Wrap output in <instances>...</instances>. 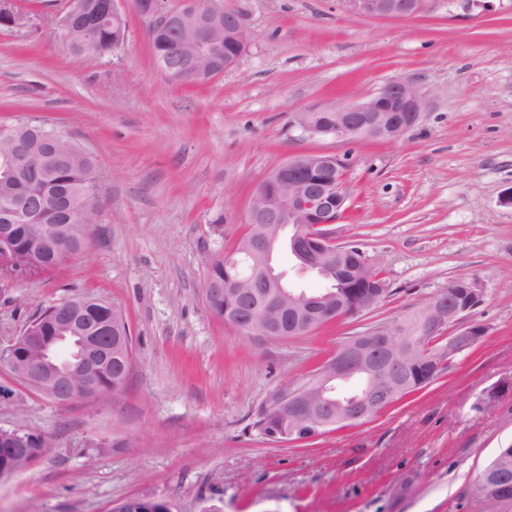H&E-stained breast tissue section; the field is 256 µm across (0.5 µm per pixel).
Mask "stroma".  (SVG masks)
Segmentation results:
<instances>
[{"mask_svg":"<svg viewBox=\"0 0 512 512\" xmlns=\"http://www.w3.org/2000/svg\"><path fill=\"white\" fill-rule=\"evenodd\" d=\"M32 28L0 29V121L27 115L75 138L103 190L86 248L56 271L0 278V345L35 312L88 292L119 305L133 336L123 390L57 404L16 386L0 428L45 446L0 480V512H110L140 496L172 512H484L476 480L512 442V0H431L411 19L363 17L346 0H224L251 32L239 66L186 86L156 65L131 0L110 58L70 55L54 0H18ZM428 100L396 142L308 137L297 113L359 102L386 82ZM348 164L336 238L360 246L389 292L313 334H246L215 317L204 256L246 231L255 187L302 153ZM477 279L488 333L425 389L372 421L274 443L252 423L338 342L404 318L460 277ZM512 393V379L499 381L485 389L475 403V410L480 413L495 410L502 398Z\"/></svg>","mask_w":512,"mask_h":512,"instance_id":"1","label":"stroma"}]
</instances>
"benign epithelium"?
I'll list each match as a JSON object with an SVG mask.
<instances>
[{
    "instance_id": "1",
    "label": "benign epithelium",
    "mask_w": 512,
    "mask_h": 512,
    "mask_svg": "<svg viewBox=\"0 0 512 512\" xmlns=\"http://www.w3.org/2000/svg\"><path fill=\"white\" fill-rule=\"evenodd\" d=\"M352 13L360 16H383L402 19L422 13L429 0H348ZM133 8L147 27H174L175 40L170 61L155 58L158 68L181 83L202 84L214 76L198 66L201 58L224 53V70L239 64L249 47L251 37L239 16L224 10L222 0H135ZM15 0H0V23L13 29L24 28L29 19L13 22ZM427 108L426 96L413 84L391 80L376 93L357 103L337 104L323 108L335 113L331 123H318L313 114L302 112L298 121L311 138L332 136L351 139L368 136L383 141H398L414 127ZM332 153H310L292 157L276 166L255 188L248 208L254 246L264 255L261 273L248 280L256 290L238 295L248 298V305L231 321L246 333H280L307 336L320 324L360 315L376 304V299H362L349 306L335 299L332 290L315 295L283 286L276 275L273 257L281 233L256 234L261 222L290 228L288 248L298 260V272H326L319 259L324 254L339 256L349 245L333 237V213L345 208L348 199L346 177L335 174ZM14 173L31 166L29 154L19 147L8 157ZM7 219L0 225V253L8 251L15 240L16 228L29 218L23 206L5 207ZM483 302V293L474 278L460 277L455 286L433 295L420 308V335L410 336L399 322L370 327L358 337L339 346L332 360L319 370L320 391L283 392L279 398L281 413L292 421V435L300 440L315 438L328 429L350 422H367L388 407L393 398L410 381L411 356L428 337L441 346L429 355L418 374L419 385L434 382L461 353L474 348L487 333V328L470 320L472 312ZM87 299L72 298L52 307L55 335L40 328L39 316L24 324L12 341L18 357H7L0 366L9 370L15 380L34 388L59 404L75 400L95 402L101 397L100 370L112 360V320H94L88 316ZM68 349L61 360L54 345ZM360 373L367 379L363 393L348 403L328 396L338 382ZM512 393V379L499 381L485 389L475 403L484 413L496 409L502 398ZM0 446L9 449L6 462L0 464V478L23 469L30 461V440L20 428L0 430ZM512 457V447L499 448L492 469L504 490L512 487V473L503 462Z\"/></svg>"
}]
</instances>
